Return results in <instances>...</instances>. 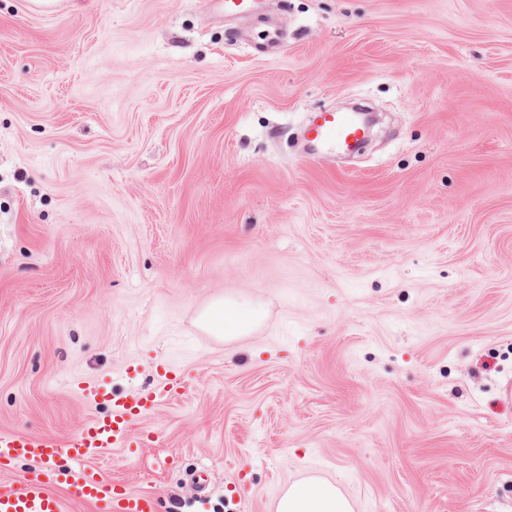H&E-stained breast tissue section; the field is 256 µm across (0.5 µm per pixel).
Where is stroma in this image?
I'll list each match as a JSON object with an SVG mask.
<instances>
[{"mask_svg":"<svg viewBox=\"0 0 512 512\" xmlns=\"http://www.w3.org/2000/svg\"><path fill=\"white\" fill-rule=\"evenodd\" d=\"M0 0V433L177 395L93 466L155 512H512V0ZM377 108L351 159L302 127ZM262 307L227 343L218 297ZM29 8L36 12H53L61 9L80 11L92 6L93 0H27ZM274 512H353L350 499L330 480L304 478L290 483L273 503Z\"/></svg>","mask_w":512,"mask_h":512,"instance_id":"1","label":"stroma"}]
</instances>
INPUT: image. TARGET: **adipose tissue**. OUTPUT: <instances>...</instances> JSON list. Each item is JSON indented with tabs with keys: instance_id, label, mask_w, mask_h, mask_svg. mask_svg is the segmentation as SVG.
Masks as SVG:
<instances>
[{
	"instance_id": "obj_1",
	"label": "adipose tissue",
	"mask_w": 512,
	"mask_h": 512,
	"mask_svg": "<svg viewBox=\"0 0 512 512\" xmlns=\"http://www.w3.org/2000/svg\"><path fill=\"white\" fill-rule=\"evenodd\" d=\"M264 318L260 307L242 308L219 299L201 315V324L210 334L233 340L249 334ZM274 512H353L350 499L330 480L304 478L290 483L273 504Z\"/></svg>"
}]
</instances>
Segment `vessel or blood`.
I'll use <instances>...</instances> for the list:
<instances>
[{
  "mask_svg": "<svg viewBox=\"0 0 512 512\" xmlns=\"http://www.w3.org/2000/svg\"><path fill=\"white\" fill-rule=\"evenodd\" d=\"M362 135L363 128L353 114L333 110L317 113L305 130L313 149L337 152L349 149ZM96 395L110 402L109 414L92 418L68 440L0 433V464L31 457L46 465L45 470L0 490V512H67L65 500L57 493L61 487L72 489L77 498L93 501L100 512H154L150 492H116L111 481L89 467L88 461L101 450L126 446L128 422L146 416L155 407L156 397L143 393L116 401L105 388Z\"/></svg>",
  "mask_w": 512,
  "mask_h": 512,
  "instance_id": "vessel-or-blood-1",
  "label": "vessel or blood"
}]
</instances>
